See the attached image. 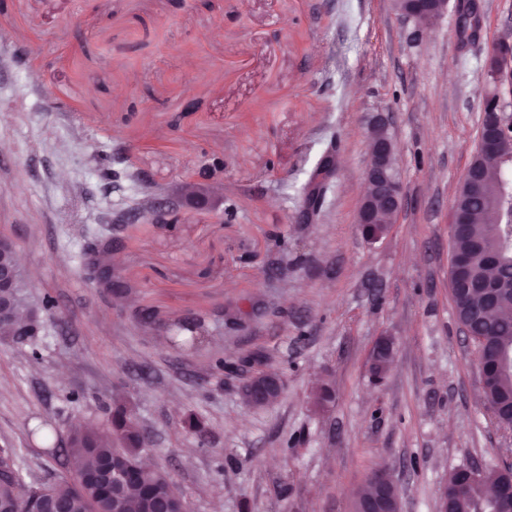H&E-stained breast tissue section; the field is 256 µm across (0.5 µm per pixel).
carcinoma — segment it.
I'll return each mask as SVG.
<instances>
[{"label": "carcinoma", "mask_w": 512, "mask_h": 512, "mask_svg": "<svg viewBox=\"0 0 512 512\" xmlns=\"http://www.w3.org/2000/svg\"><path fill=\"white\" fill-rule=\"evenodd\" d=\"M472 166L481 170L476 185L459 187L455 201L473 214L468 233L453 242V250L469 257L467 275L474 280L503 283L505 296L498 304L502 317L481 316L484 299L478 292L466 300L453 299L458 321L483 341L477 344L480 359L491 366L486 375L485 392L502 409L501 421L512 420V371L498 365V356L512 350V222L499 220L496 201L503 182L512 179V142L489 161L474 156ZM112 252V239L97 237L84 253L88 278L108 291L128 292L135 285L111 276L100 266V256ZM24 277H19L13 300L17 308L30 309ZM121 402L113 403L110 430L76 427L70 433L69 453L75 466L69 478L59 483L27 487L23 481L0 479V512H154L157 500L166 499L179 507L182 496L171 476L161 468L143 465L148 452L145 439ZM501 478L493 473L469 483L465 495L453 499L452 512H480L490 489Z\"/></svg>", "instance_id": "obj_1"}]
</instances>
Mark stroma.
Returning <instances> with one entry per match:
<instances>
[{"mask_svg": "<svg viewBox=\"0 0 512 512\" xmlns=\"http://www.w3.org/2000/svg\"><path fill=\"white\" fill-rule=\"evenodd\" d=\"M478 7L476 37L452 6L415 40L392 0H0V236L32 302H53L34 343L0 337V449L25 481L68 475L71 428H105L117 397L190 512H351L379 468L402 512H437L450 470L502 466L448 280L488 53L512 37V0ZM377 111L405 205L370 244L358 211ZM331 145L321 221L295 223ZM213 153L233 219L192 209L127 241L135 295L92 284L86 243L122 236L117 217L176 194ZM107 154L123 178L103 179ZM140 307L159 328L138 326ZM192 319L201 343L172 344L167 325ZM382 337L394 356L375 386ZM260 369L283 386L253 409L241 391ZM189 413L209 444L183 429Z\"/></svg>", "mask_w": 512, "mask_h": 512, "instance_id": "stroma-1", "label": "stroma"}]
</instances>
